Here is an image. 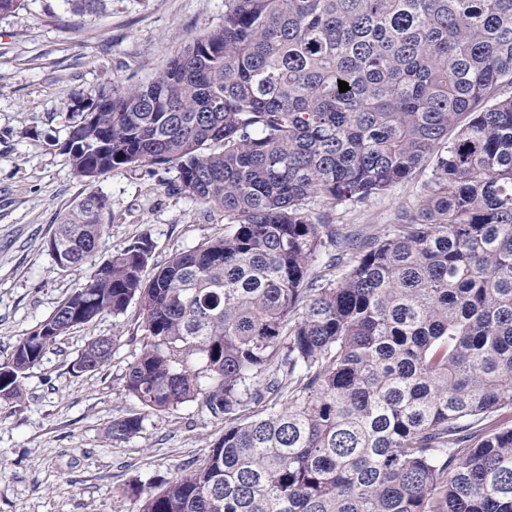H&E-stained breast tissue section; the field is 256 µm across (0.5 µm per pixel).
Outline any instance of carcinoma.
<instances>
[{
  "mask_svg": "<svg viewBox=\"0 0 512 512\" xmlns=\"http://www.w3.org/2000/svg\"><path fill=\"white\" fill-rule=\"evenodd\" d=\"M507 85L512 0H224V24L151 83L101 86L63 151L89 185L174 168L228 230L152 275L147 234L95 267L0 364V401L59 337L134 302L126 391L224 418L140 512H512ZM426 165L418 211L382 237L309 213ZM108 209L92 189L66 212L47 244L59 267L93 264ZM111 357L112 337L93 336L77 368Z\"/></svg>",
  "mask_w": 512,
  "mask_h": 512,
  "instance_id": "carcinoma-1",
  "label": "carcinoma"
}]
</instances>
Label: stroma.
<instances>
[{
  "label": "stroma",
  "instance_id": "1",
  "mask_svg": "<svg viewBox=\"0 0 512 512\" xmlns=\"http://www.w3.org/2000/svg\"><path fill=\"white\" fill-rule=\"evenodd\" d=\"M223 22L224 0H104L84 13L68 0H24L0 15V363L88 275L61 269L47 249L87 191L61 150L74 98L93 97L107 82H151L170 57ZM431 178L427 165L366 203L321 199L310 210L344 231L382 236L401 212L417 211ZM176 183V171L163 167L102 175L97 187L110 206L95 262L147 234L159 269L223 236V212L186 197ZM141 323L133 303L71 330L28 371L22 396L0 404V512H139L129 486L157 490L210 452L224 421L200 401L148 414L126 392ZM94 336L111 337L112 357L97 370H78ZM134 415L143 419L137 434L108 439L112 421Z\"/></svg>",
  "mask_w": 512,
  "mask_h": 512
}]
</instances>
